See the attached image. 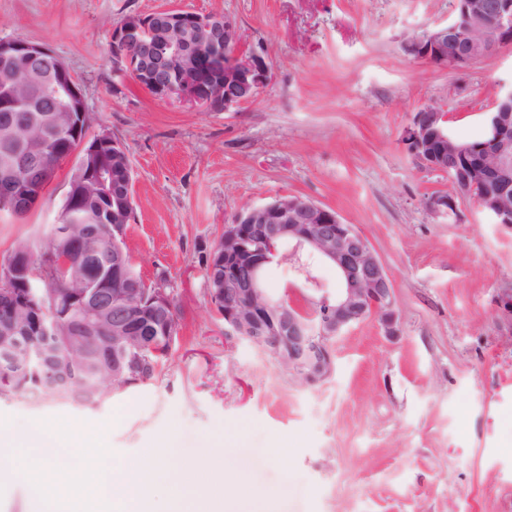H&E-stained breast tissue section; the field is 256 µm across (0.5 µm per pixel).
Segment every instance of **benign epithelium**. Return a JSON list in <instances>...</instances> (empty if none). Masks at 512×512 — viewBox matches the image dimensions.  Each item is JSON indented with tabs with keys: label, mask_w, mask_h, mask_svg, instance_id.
Instances as JSON below:
<instances>
[{
	"label": "benign epithelium",
	"mask_w": 512,
	"mask_h": 512,
	"mask_svg": "<svg viewBox=\"0 0 512 512\" xmlns=\"http://www.w3.org/2000/svg\"><path fill=\"white\" fill-rule=\"evenodd\" d=\"M470 22L453 21L407 36L404 46L412 57L430 64L461 69L490 61L512 45V0H455ZM112 63L155 97L177 98L206 111H226L256 98L269 80L263 62L241 50L234 20L221 14L162 10L131 14L112 28ZM57 58L51 48L0 38V60L9 71L43 89L44 99L69 103L79 121L72 132L89 129L90 115L80 88L65 65L57 77L44 64ZM219 61L224 74L205 84L202 70ZM406 150L428 169L448 175L453 190L432 198L429 209L449 213L456 202L472 199L496 224L512 225V207L475 194L477 184L491 175L503 187L512 186V89L499 94L488 113L481 141L459 145L448 135L442 110L418 111L403 136ZM40 149L26 150L29 162L44 167L42 180L27 184L24 195L37 203L52 182L55 170L39 158ZM127 149L100 132L82 139L75 170L82 179L69 182L65 202L83 196L89 183L106 186L116 173L131 175ZM124 208L107 213L103 225L111 237L124 235ZM101 234L68 223L67 213L56 219L51 247L36 262L23 254L0 264V295L9 302L0 322V378L11 379L22 366L37 365L54 389L65 394L72 382V358L66 348L77 347L83 387L92 393L101 381L102 364L111 376L141 382L149 363L140 353L156 352L161 341L171 342L177 326L170 321V299L156 289L149 312L133 319L130 307L140 303L142 290L131 272V259L120 249L93 247ZM93 257L112 255V277L124 288L113 290L88 267L73 261L74 247ZM290 251L283 252L284 247ZM333 264L342 288L334 297L322 296L308 312L276 301L262 288L258 273L274 259L296 257ZM210 262L224 274L209 281L213 295L224 296V335L267 351L305 385L328 378L334 370L332 341L350 326L370 316L385 336L399 337V314L391 278L367 240L339 215L298 196L279 197L237 212L224 225L210 253ZM59 284L48 287L49 280Z\"/></svg>",
	"instance_id": "obj_1"
}]
</instances>
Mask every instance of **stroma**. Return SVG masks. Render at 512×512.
Here are the masks:
<instances>
[{
    "instance_id": "35a3bbf8",
    "label": "stroma",
    "mask_w": 512,
    "mask_h": 512,
    "mask_svg": "<svg viewBox=\"0 0 512 512\" xmlns=\"http://www.w3.org/2000/svg\"><path fill=\"white\" fill-rule=\"evenodd\" d=\"M223 14L270 71L256 98L226 112L160 100L115 70L112 27L162 9ZM453 0H0V38L43 44L132 164L125 245L144 282L174 299L178 335L152 379L78 410L48 397L0 402V432L66 419L106 434V459L141 456L169 430L172 465L202 440L241 459L239 489L266 512H512V228L469 200L430 211L446 175L402 144L415 113L446 115L459 141L512 88V48L460 70L402 49L406 34L451 22ZM75 161H62L22 220L0 212V259L15 242L44 251ZM301 196L354 225L385 265L400 314L333 346L327 380L298 384L266 352L224 334L207 264L238 211ZM263 286L310 308L341 283L334 266L274 262ZM278 462L270 457L276 449Z\"/></svg>"
}]
</instances>
